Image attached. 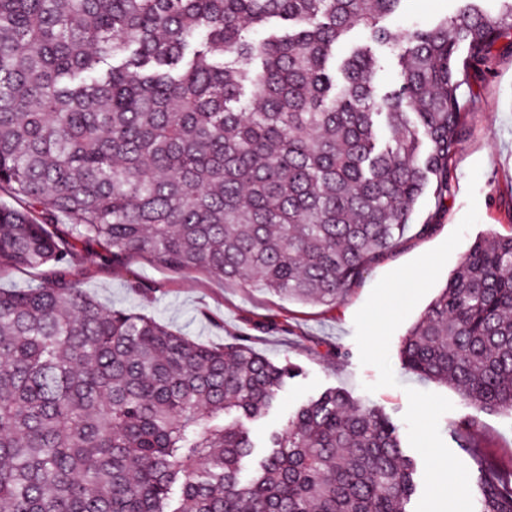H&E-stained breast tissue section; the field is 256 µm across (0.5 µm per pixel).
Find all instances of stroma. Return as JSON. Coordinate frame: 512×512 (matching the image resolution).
I'll list each match as a JSON object with an SVG mask.
<instances>
[{
  "mask_svg": "<svg viewBox=\"0 0 512 512\" xmlns=\"http://www.w3.org/2000/svg\"><path fill=\"white\" fill-rule=\"evenodd\" d=\"M463 0H404L386 26L394 38L416 24H430ZM465 137L452 159L454 179L446 208L432 193L417 202L413 224H434L427 236L407 233L399 247L369 269L336 307L284 300L263 289L227 282L204 271L159 267L140 253L119 261L77 254L73 274L84 291L108 306L146 313L205 343L238 334L275 361L301 368L279 406L251 426L265 447L297 406L329 388L345 390L384 409L400 426L405 451L423 465L409 512H470L476 464L454 437L467 414L461 394L407 372L399 345L409 327L443 288L476 238L512 233V46L499 41L484 76L461 88ZM275 319L281 331L257 324ZM345 350L341 359L328 355ZM478 436L503 464L512 463V413L486 414Z\"/></svg>",
  "mask_w": 512,
  "mask_h": 512,
  "instance_id": "stroma-1",
  "label": "stroma"
}]
</instances>
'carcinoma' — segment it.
Wrapping results in <instances>:
<instances>
[{
	"label": "carcinoma",
	"mask_w": 512,
	"mask_h": 512,
	"mask_svg": "<svg viewBox=\"0 0 512 512\" xmlns=\"http://www.w3.org/2000/svg\"><path fill=\"white\" fill-rule=\"evenodd\" d=\"M465 2L405 32L380 94L403 0H0V190L19 202L0 264L57 270L0 289V512H407L417 466L381 409L327 389L260 457L249 423L293 365L107 308L70 269L79 247L138 251L336 306L426 191L446 206L462 78L512 37V0ZM272 19L288 30L248 35ZM357 27L370 43L336 63ZM399 354L472 409L454 435L474 512H512V467L475 438L512 412V234L471 244ZM381 57V69L378 72L379 86L388 87L397 83L399 68L396 65L394 52L388 47L379 49Z\"/></svg>",
	"instance_id": "cac0c4a2"
}]
</instances>
